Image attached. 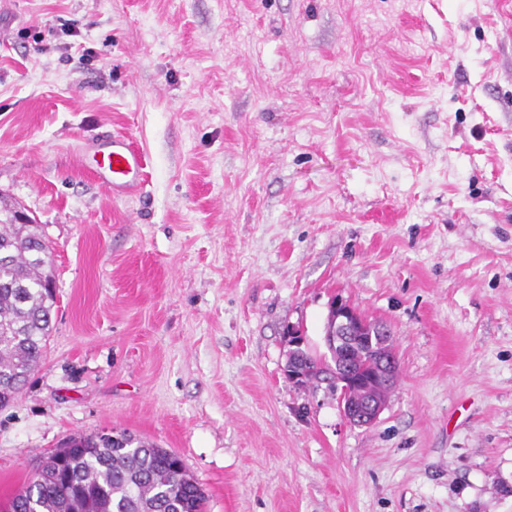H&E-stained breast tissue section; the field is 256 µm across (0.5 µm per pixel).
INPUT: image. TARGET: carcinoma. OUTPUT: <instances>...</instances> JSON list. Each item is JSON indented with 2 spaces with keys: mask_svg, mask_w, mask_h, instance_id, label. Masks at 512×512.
<instances>
[{
  "mask_svg": "<svg viewBox=\"0 0 512 512\" xmlns=\"http://www.w3.org/2000/svg\"><path fill=\"white\" fill-rule=\"evenodd\" d=\"M0 203V395L9 400L47 352L56 297L40 225ZM205 492L176 454L119 431L71 437L48 455L10 512H205Z\"/></svg>",
  "mask_w": 512,
  "mask_h": 512,
  "instance_id": "obj_1",
  "label": "carcinoma"
}]
</instances>
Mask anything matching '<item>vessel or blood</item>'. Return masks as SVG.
Returning <instances> with one entry per match:
<instances>
[{
  "instance_id": "vessel-or-blood-1",
  "label": "vessel or blood",
  "mask_w": 512,
  "mask_h": 512,
  "mask_svg": "<svg viewBox=\"0 0 512 512\" xmlns=\"http://www.w3.org/2000/svg\"><path fill=\"white\" fill-rule=\"evenodd\" d=\"M95 172L101 185L115 195L137 191L143 180L146 157L123 135H115L94 147Z\"/></svg>"
}]
</instances>
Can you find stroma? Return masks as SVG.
Segmentation results:
<instances>
[{
  "instance_id": "35a3bbf8",
  "label": "stroma",
  "mask_w": 512,
  "mask_h": 512,
  "mask_svg": "<svg viewBox=\"0 0 512 512\" xmlns=\"http://www.w3.org/2000/svg\"><path fill=\"white\" fill-rule=\"evenodd\" d=\"M0 194L56 282L0 512L103 428L208 512H512V0H0ZM337 296L392 331L370 428L283 373L289 324L330 362ZM95 172L101 185L112 195L137 191L143 180L146 157L124 135H114L94 147Z\"/></svg>"
}]
</instances>
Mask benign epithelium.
Instances as JSON below:
<instances>
[{"mask_svg":"<svg viewBox=\"0 0 512 512\" xmlns=\"http://www.w3.org/2000/svg\"><path fill=\"white\" fill-rule=\"evenodd\" d=\"M387 327L365 317L349 301L338 297L332 301L326 329V344L331 353L328 365L331 383L340 391L339 403L344 418L361 427L375 425L385 409L386 399L378 391L396 383L399 368L388 342ZM288 343V364L285 377L297 387L306 385L311 365L303 356L306 338L303 330L288 325L284 330ZM360 345L372 349L378 357L377 365L365 370L352 361V350Z\"/></svg>","mask_w":512,"mask_h":512,"instance_id":"obj_1","label":"benign epithelium"}]
</instances>
